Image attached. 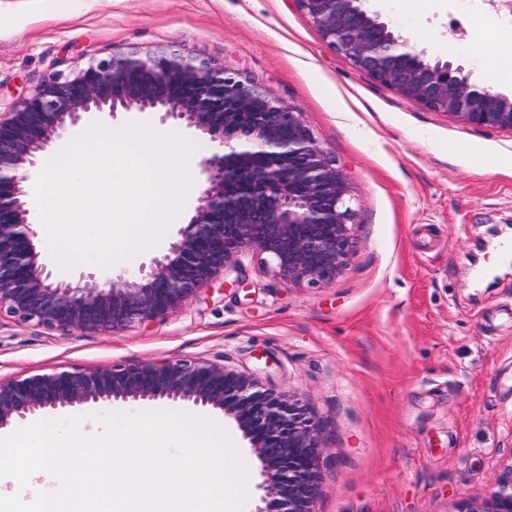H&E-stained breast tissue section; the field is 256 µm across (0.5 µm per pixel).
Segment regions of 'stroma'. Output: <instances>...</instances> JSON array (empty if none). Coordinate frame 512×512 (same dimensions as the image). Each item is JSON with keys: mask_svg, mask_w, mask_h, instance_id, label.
I'll list each match as a JSON object with an SVG mask.
<instances>
[{"mask_svg": "<svg viewBox=\"0 0 512 512\" xmlns=\"http://www.w3.org/2000/svg\"><path fill=\"white\" fill-rule=\"evenodd\" d=\"M427 58L512 96L499 0H366ZM175 44L302 112L346 173L356 258L329 285L292 288L260 259L164 320L62 336L0 320V379L77 365L204 358L295 396L321 423L318 512H459L512 467V263L476 282L495 231H512V132L477 129L407 99L335 53L295 0H0V112L60 71L112 50ZM210 420L260 492L234 422L187 403L106 405Z\"/></svg>", "mask_w": 512, "mask_h": 512, "instance_id": "stroma-1", "label": "stroma"}]
</instances>
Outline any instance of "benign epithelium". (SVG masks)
<instances>
[{"label": "benign epithelium", "mask_w": 512, "mask_h": 512, "mask_svg": "<svg viewBox=\"0 0 512 512\" xmlns=\"http://www.w3.org/2000/svg\"><path fill=\"white\" fill-rule=\"evenodd\" d=\"M359 71L466 125L512 131V98L429 60L362 0H296ZM148 112L207 137L199 191L177 236L150 262L61 278L41 261L32 176L42 153L91 115ZM343 170L297 109L222 64L176 47H127L48 78L0 116V318L62 336L118 333L162 319L256 254L287 286L327 285L355 257L356 210ZM191 402L232 419L259 462L253 512H317L320 424L299 400L205 359L80 366L0 381V429L39 411L102 403ZM462 512H512V466Z\"/></svg>", "instance_id": "1"}]
</instances>
